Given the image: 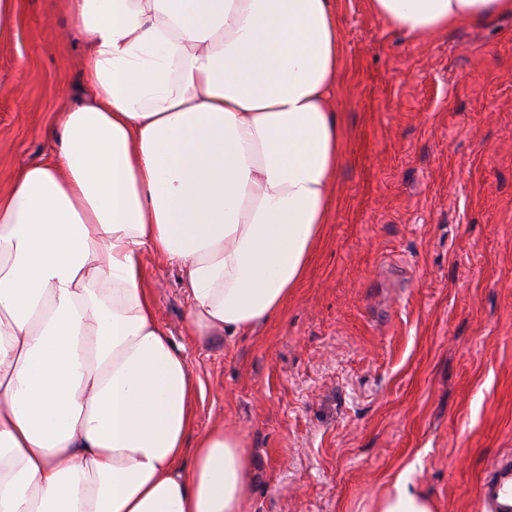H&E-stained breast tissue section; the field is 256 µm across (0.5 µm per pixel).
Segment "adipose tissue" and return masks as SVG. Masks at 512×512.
Returning <instances> with one entry per match:
<instances>
[{
	"label": "adipose tissue",
	"instance_id": "1",
	"mask_svg": "<svg viewBox=\"0 0 512 512\" xmlns=\"http://www.w3.org/2000/svg\"><path fill=\"white\" fill-rule=\"evenodd\" d=\"M423 40L512 0H369ZM82 101L0 194V512H242L241 427L146 285L178 264L195 336H249L304 282L336 210V0H68ZM191 465H184V456ZM371 512H439L406 476Z\"/></svg>",
	"mask_w": 512,
	"mask_h": 512
}]
</instances>
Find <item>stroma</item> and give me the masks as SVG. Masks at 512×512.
Returning <instances> with one entry per match:
<instances>
[{
  "mask_svg": "<svg viewBox=\"0 0 512 512\" xmlns=\"http://www.w3.org/2000/svg\"><path fill=\"white\" fill-rule=\"evenodd\" d=\"M336 212L284 313L251 336L185 327L179 268L147 286L202 384L200 427L242 426L244 512H367L400 473L480 512L512 454V14L418 42L336 0ZM66 0H17L0 44V191L83 97Z\"/></svg>",
  "mask_w": 512,
  "mask_h": 512,
  "instance_id": "1",
  "label": "stroma"
}]
</instances>
